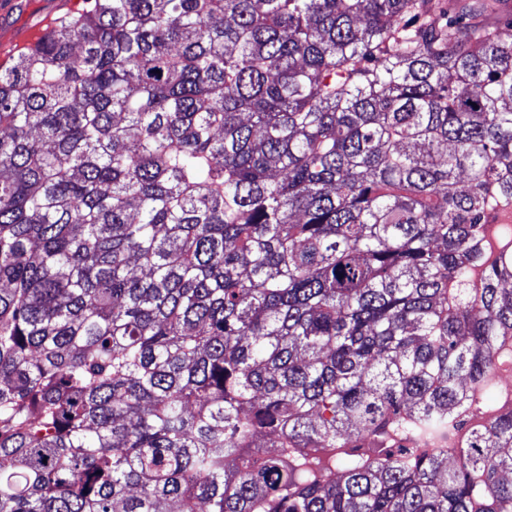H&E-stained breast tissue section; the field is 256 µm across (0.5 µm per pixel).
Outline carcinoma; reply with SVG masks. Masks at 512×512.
Returning <instances> with one entry per match:
<instances>
[{"mask_svg":"<svg viewBox=\"0 0 512 512\" xmlns=\"http://www.w3.org/2000/svg\"><path fill=\"white\" fill-rule=\"evenodd\" d=\"M502 0H85L0 69V512H512Z\"/></svg>","mask_w":512,"mask_h":512,"instance_id":"1","label":"carcinoma"}]
</instances>
